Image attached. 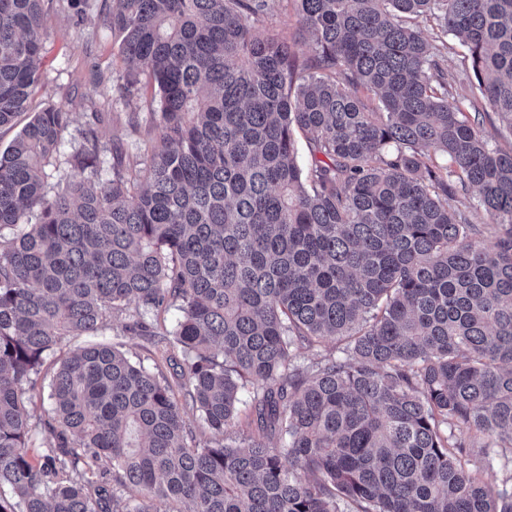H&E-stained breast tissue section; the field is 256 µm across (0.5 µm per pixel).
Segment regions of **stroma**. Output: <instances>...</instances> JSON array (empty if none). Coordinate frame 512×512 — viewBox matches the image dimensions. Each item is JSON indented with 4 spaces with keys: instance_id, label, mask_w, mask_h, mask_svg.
Here are the masks:
<instances>
[{
    "instance_id": "obj_1",
    "label": "stroma",
    "mask_w": 512,
    "mask_h": 512,
    "mask_svg": "<svg viewBox=\"0 0 512 512\" xmlns=\"http://www.w3.org/2000/svg\"><path fill=\"white\" fill-rule=\"evenodd\" d=\"M107 0H87L84 16H77L67 0H61L45 20L42 82L33 108L65 106L73 114L61 135L56 169L45 182L48 194L65 187L72 172L67 158L83 143V133L94 128L101 147L100 179L112 176V149L122 145L130 159H142L154 142L150 94L131 103L117 100L114 86L124 65L118 43L103 22Z\"/></svg>"
}]
</instances>
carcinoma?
<instances>
[{
	"label": "carcinoma",
	"mask_w": 512,
	"mask_h": 512,
	"mask_svg": "<svg viewBox=\"0 0 512 512\" xmlns=\"http://www.w3.org/2000/svg\"><path fill=\"white\" fill-rule=\"evenodd\" d=\"M296 2L308 56L264 28L280 0H111L118 97L142 75L157 99L142 169L94 178L89 129L48 195L63 106L0 153V512H512V475L473 471L512 463V150L457 93L475 77L512 129V0ZM53 7L0 0V127L30 109ZM129 308L181 352L180 391L79 345L33 426L47 357Z\"/></svg>",
	"instance_id": "obj_1"
}]
</instances>
